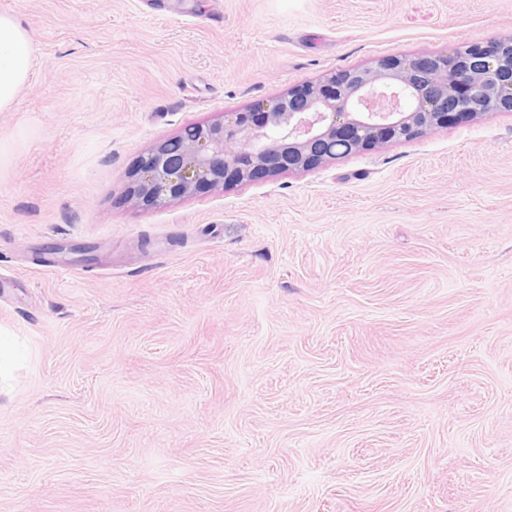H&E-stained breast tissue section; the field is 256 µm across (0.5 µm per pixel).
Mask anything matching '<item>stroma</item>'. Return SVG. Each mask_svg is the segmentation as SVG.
Instances as JSON below:
<instances>
[{
	"instance_id": "35a3bbf8",
	"label": "stroma",
	"mask_w": 512,
	"mask_h": 512,
	"mask_svg": "<svg viewBox=\"0 0 512 512\" xmlns=\"http://www.w3.org/2000/svg\"><path fill=\"white\" fill-rule=\"evenodd\" d=\"M0 512H512V112L126 200L192 124L512 0H0ZM61 245L70 273L42 261ZM32 53L30 26L13 14L0 13V112L14 108L30 74Z\"/></svg>"
}]
</instances>
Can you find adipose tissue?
I'll list each match as a JSON object with an SVG mask.
<instances>
[{"instance_id":"adipose-tissue-1","label":"adipose tissue","mask_w":512,"mask_h":512,"mask_svg":"<svg viewBox=\"0 0 512 512\" xmlns=\"http://www.w3.org/2000/svg\"><path fill=\"white\" fill-rule=\"evenodd\" d=\"M32 53L30 26L13 14L0 13V112L14 108L30 74Z\"/></svg>"}]
</instances>
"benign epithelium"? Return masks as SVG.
<instances>
[{
    "mask_svg": "<svg viewBox=\"0 0 512 512\" xmlns=\"http://www.w3.org/2000/svg\"><path fill=\"white\" fill-rule=\"evenodd\" d=\"M512 110V36L452 54L385 56L307 82L245 112L185 127L149 149L126 189L153 208L176 196L310 170L408 141L450 116Z\"/></svg>",
    "mask_w": 512,
    "mask_h": 512,
    "instance_id": "7a95c632",
    "label": "benign epithelium"
}]
</instances>
